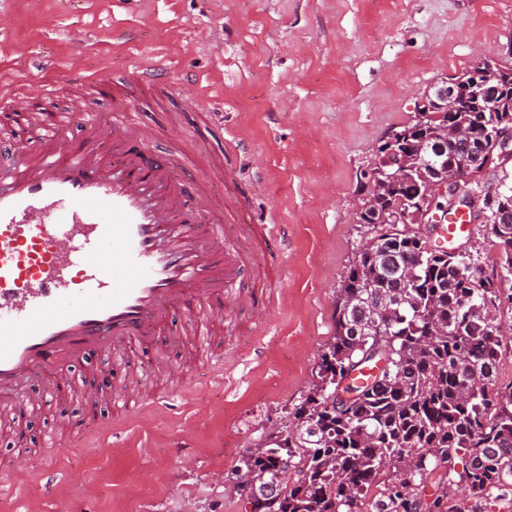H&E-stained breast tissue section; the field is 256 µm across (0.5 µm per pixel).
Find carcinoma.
<instances>
[{
	"label": "carcinoma",
	"instance_id": "cac0c4a2",
	"mask_svg": "<svg viewBox=\"0 0 512 512\" xmlns=\"http://www.w3.org/2000/svg\"><path fill=\"white\" fill-rule=\"evenodd\" d=\"M475 76L497 88L498 111L462 97L442 117L404 126L413 149L434 147L447 126L477 136L512 129V69L482 62L462 74ZM467 154L466 141H446L448 159ZM421 188L412 167L386 195L359 185V219L378 242L343 276L334 334L293 412V444L238 459L254 480H271L282 460L296 468L270 512H512V381L495 379L503 304L512 311V223L489 225V268L374 223ZM380 360L387 369L369 374Z\"/></svg>",
	"mask_w": 512,
	"mask_h": 512
}]
</instances>
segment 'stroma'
<instances>
[{"label":"stroma","mask_w":512,"mask_h":512,"mask_svg":"<svg viewBox=\"0 0 512 512\" xmlns=\"http://www.w3.org/2000/svg\"><path fill=\"white\" fill-rule=\"evenodd\" d=\"M2 10L12 25L0 32V82H53L51 111L75 95L74 66L139 101L138 64L156 56L160 83L140 112L159 131L152 151L180 143L198 171L223 153L211 210L240 207L250 224L278 211L285 246L261 248L262 274L242 281L264 306L225 317L209 348L160 335L132 361L147 413L96 440L110 408L44 407L27 447L63 422L75 432L49 478L0 486V512H245L224 481L246 449L284 430L333 336L364 243L361 173L440 78L483 59L512 67V0H0ZM187 78L212 95L215 117L171 100ZM177 363L186 385L172 397L164 372Z\"/></svg>","instance_id":"stroma-1"}]
</instances>
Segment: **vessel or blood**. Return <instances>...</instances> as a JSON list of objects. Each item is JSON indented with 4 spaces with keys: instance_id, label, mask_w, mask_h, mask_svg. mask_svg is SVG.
Returning <instances> with one entry per match:
<instances>
[{
    "instance_id": "1",
    "label": "vessel or blood",
    "mask_w": 512,
    "mask_h": 512,
    "mask_svg": "<svg viewBox=\"0 0 512 512\" xmlns=\"http://www.w3.org/2000/svg\"><path fill=\"white\" fill-rule=\"evenodd\" d=\"M44 85L24 93L0 85V110L27 114L49 130L38 152L17 136L16 157L0 182V410L24 436L32 409L51 393L25 388L38 375L56 389L66 370L90 351L125 355L155 335H174L175 314L187 309L196 334L214 333L223 310L253 305L243 274L258 261L249 224L228 229L211 219V173L224 169L212 157L210 174L186 180L176 154L158 157L139 107L117 101L111 122L100 124L84 97L71 101L68 121L88 134L65 139L57 116L43 108ZM208 220L207 235L222 260L203 251L185 225ZM86 403L126 411L140 404L136 386L123 379L104 389L87 383ZM18 471L0 466L12 485L50 471V455L36 452Z\"/></svg>"
}]
</instances>
